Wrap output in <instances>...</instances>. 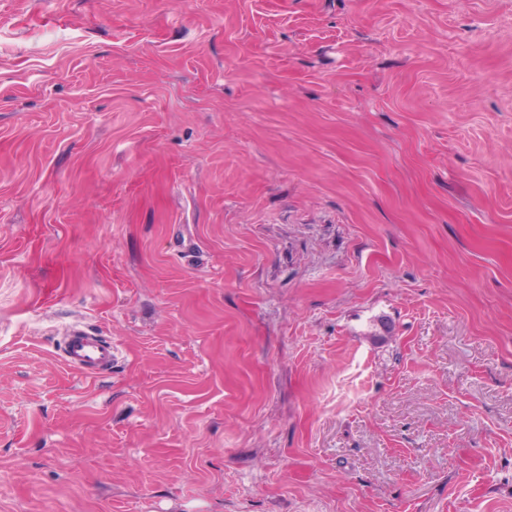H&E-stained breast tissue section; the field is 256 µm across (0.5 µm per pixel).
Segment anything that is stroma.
<instances>
[{
    "label": "stroma",
    "instance_id": "1",
    "mask_svg": "<svg viewBox=\"0 0 512 512\" xmlns=\"http://www.w3.org/2000/svg\"><path fill=\"white\" fill-rule=\"evenodd\" d=\"M0 512H512V0H0ZM58 347L64 363L90 380L112 369L118 351L112 340L97 336L78 324L63 334Z\"/></svg>",
    "mask_w": 512,
    "mask_h": 512
}]
</instances>
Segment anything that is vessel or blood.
Here are the masks:
<instances>
[{"label": "vessel or blood", "mask_w": 512, "mask_h": 512, "mask_svg": "<svg viewBox=\"0 0 512 512\" xmlns=\"http://www.w3.org/2000/svg\"><path fill=\"white\" fill-rule=\"evenodd\" d=\"M58 347L64 363L90 380L111 370L117 357V349L111 341L77 324L63 334Z\"/></svg>", "instance_id": "obj_1"}]
</instances>
